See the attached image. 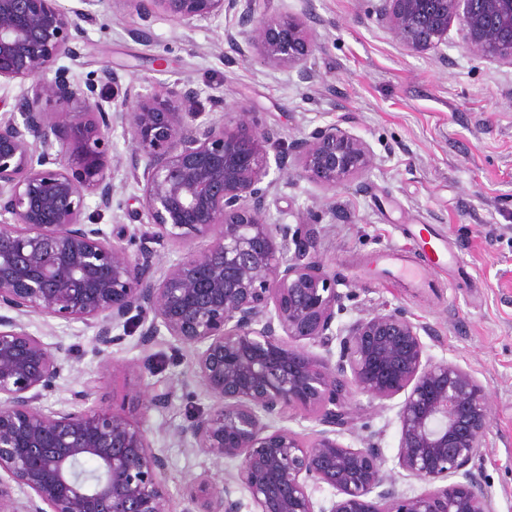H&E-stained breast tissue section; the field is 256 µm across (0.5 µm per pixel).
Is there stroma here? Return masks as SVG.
<instances>
[{
	"instance_id": "35a3bbf8",
	"label": "stroma",
	"mask_w": 512,
	"mask_h": 512,
	"mask_svg": "<svg viewBox=\"0 0 512 512\" xmlns=\"http://www.w3.org/2000/svg\"><path fill=\"white\" fill-rule=\"evenodd\" d=\"M308 7L322 43L311 60L319 75L312 83L230 49L224 32L234 27V14L179 25L159 13L145 19L132 9L113 12L112 0L95 6L79 58L61 64L81 85L109 66L123 86L158 96L188 78L202 97L247 107L261 125L290 139L330 123L364 139L376 165L357 182L329 193L305 180L280 183L268 197L269 212L286 224L311 210L322 213L318 250L338 274L339 291L351 295L337 324L387 305L402 308L430 327L428 356L462 366L487 388L492 428L471 469L493 512H512V68L471 57L454 30L443 54H408L377 25L370 0H260L270 16ZM136 28L149 29L152 41L133 38ZM158 57L165 68L156 67ZM115 184L111 211L97 219L107 232L133 224L140 207L127 168L117 170ZM428 234L461 260L456 280L439 271L440 287L418 292L407 280L388 278L384 254ZM28 329L47 343L76 346L81 356L44 405L71 407L75 393L90 387L96 405L124 408L167 459L173 512H182L192 483L235 471V461L214 463L180 434L213 405L196 381L190 350H173L164 335L142 345L134 327L111 349L120 363L114 370L104 366L95 332L83 323L34 316ZM148 386L168 391L166 407L139 404ZM349 406L354 424L345 443L356 447L372 438L399 493L423 491L396 465L397 401L381 406L355 395Z\"/></svg>"
}]
</instances>
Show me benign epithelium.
Here are the masks:
<instances>
[{
  "mask_svg": "<svg viewBox=\"0 0 512 512\" xmlns=\"http://www.w3.org/2000/svg\"><path fill=\"white\" fill-rule=\"evenodd\" d=\"M96 2L68 11L58 0H0V84L26 86L19 117L0 122V512H172L166 459L124 410L88 405L91 388L75 395L78 409L41 405L79 353L28 331L32 316L83 322L103 355L133 324L145 343L164 331L193 352L213 405L181 434L237 465L190 487L182 512H492L468 469L492 426L485 386L427 356L429 328L398 307L336 324L346 294L318 255V218L269 217L283 177L334 191L374 166L370 146L336 123L288 143L246 108L227 117L220 96L204 112L189 79L164 98L128 88L113 103L65 68L40 78L59 59H77L81 22ZM112 8L182 24L232 12L236 31L225 40L239 52L316 78L306 11L268 16L257 0H112ZM374 14L410 54L441 52L456 23L468 54L512 68V0H377ZM44 99L61 108L42 111ZM117 123L134 147L141 227L117 224L108 234L86 223V198L112 208ZM199 237L210 238L202 251L192 247ZM169 247L180 255L161 267ZM353 394L381 405L404 395L397 464L423 491L396 490L376 443L341 441ZM293 409L318 426L312 441L283 426ZM324 485L337 496L328 508L313 498Z\"/></svg>",
  "mask_w": 512,
  "mask_h": 512,
  "instance_id": "1",
  "label": "benign epithelium"
}]
</instances>
